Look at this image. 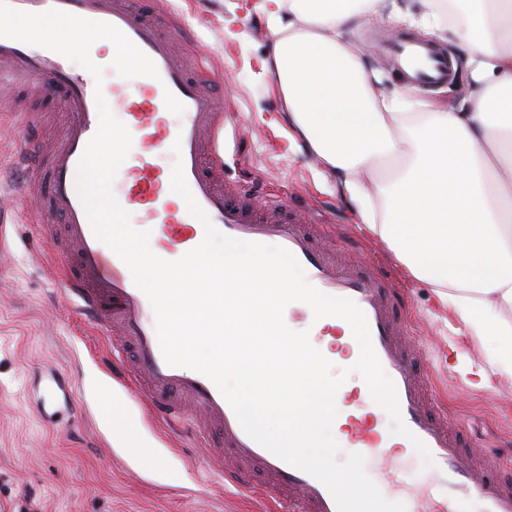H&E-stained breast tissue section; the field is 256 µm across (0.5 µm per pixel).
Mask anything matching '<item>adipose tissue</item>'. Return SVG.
Here are the masks:
<instances>
[{
  "instance_id": "ef3b65f1",
  "label": "adipose tissue",
  "mask_w": 512,
  "mask_h": 512,
  "mask_svg": "<svg viewBox=\"0 0 512 512\" xmlns=\"http://www.w3.org/2000/svg\"><path fill=\"white\" fill-rule=\"evenodd\" d=\"M475 83L456 109L405 112L346 37L385 0H263L271 70L294 134L354 198L361 223L428 282L477 343L512 336V0H420ZM399 162L388 181L382 160Z\"/></svg>"
}]
</instances>
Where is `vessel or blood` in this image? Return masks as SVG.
<instances>
[{"label": "vessel or blood", "instance_id": "b4317fda", "mask_svg": "<svg viewBox=\"0 0 512 512\" xmlns=\"http://www.w3.org/2000/svg\"><path fill=\"white\" fill-rule=\"evenodd\" d=\"M14 10L41 14L52 10L118 28L155 64L157 77H142L138 87L112 83V102L119 107L132 136V148L115 181L122 187L118 205L138 217L137 230L149 232L158 257L173 261L198 246L202 224L171 187V172L158 158L180 145L185 180L197 204L222 234L288 250L321 292L353 301L364 313L378 360L393 384L404 426L428 449L449 496L477 499L483 512H512V464L492 454L476 455L467 427L450 426L432 385L423 356L403 343L407 325L396 312L392 280L364 267L336 264L299 221L290 205L271 199L256 184L227 179L218 137L230 125V113L218 106L215 80L205 70L189 72L174 51L172 34L160 31L133 0H7ZM408 85L428 87L448 80L446 57L428 46L402 39L392 45ZM31 77L29 94L61 99L69 122L52 147H45L35 113L21 116V140L15 160L23 173L17 189L38 211L53 216L48 234H59L63 266L59 277L75 313L98 333L112 338L114 367L122 370L126 396L146 405L150 414L171 427H188L192 438L216 455H231L236 465L223 469L224 480L237 487L261 474L273 512H337L326 486L288 464L252 439L232 407L205 375L168 365L162 355L156 319L146 294L127 266L100 241L75 189V172L95 135L99 117L96 83L85 69L52 50L0 37V86ZM285 324L305 322L323 356L340 355L356 362L360 355L349 324L331 317L314 318L302 302L289 304ZM336 401L347 413L342 429L346 447L378 455L391 440L379 428L376 401L367 384L342 385Z\"/></svg>", "mask_w": 512, "mask_h": 512}]
</instances>
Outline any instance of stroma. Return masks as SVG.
<instances>
[{
  "label": "stroma",
  "instance_id": "stroma-1",
  "mask_svg": "<svg viewBox=\"0 0 512 512\" xmlns=\"http://www.w3.org/2000/svg\"><path fill=\"white\" fill-rule=\"evenodd\" d=\"M259 0H145L161 24L177 20L186 48L200 56L230 89L226 106L241 131L233 176L263 184L295 213L329 226L326 246L357 264L384 270L404 286L403 320L424 348L449 423L470 425L484 449L512 457V380L493 373L477 386L487 354L461 329L423 280L395 257L388 243L364 232L357 203L308 153L280 109L273 78L265 71L271 32ZM429 37L420 25H389L378 18L353 31L367 78L376 88L417 111L456 107L472 86L465 68L447 83L414 91L404 85L390 42ZM42 215L10 180L0 181V512H266L258 487L225 485L216 458L172 433L146 407L125 402L149 444L118 446L106 420L108 401L92 382L107 383L91 359L109 361L102 336L87 330L67 303L54 272L60 257L41 236ZM87 414L66 418L73 401ZM402 477L394 484L381 460L366 457L364 470L389 501L415 512L438 493L437 467L413 448L394 451Z\"/></svg>",
  "mask_w": 512,
  "mask_h": 512
}]
</instances>
